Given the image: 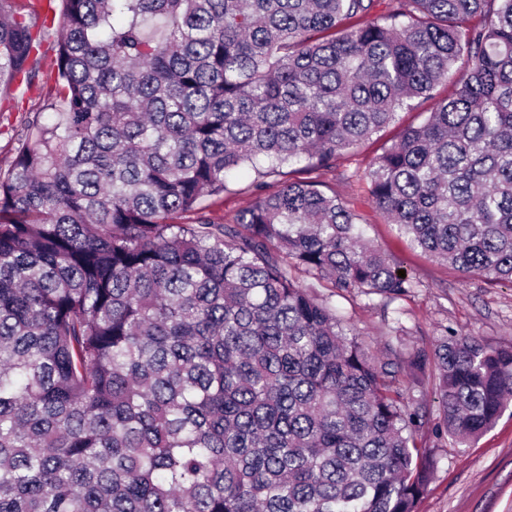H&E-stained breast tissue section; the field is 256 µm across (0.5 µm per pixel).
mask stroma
<instances>
[{"label": "stroma", "mask_w": 512, "mask_h": 512, "mask_svg": "<svg viewBox=\"0 0 512 512\" xmlns=\"http://www.w3.org/2000/svg\"><path fill=\"white\" fill-rule=\"evenodd\" d=\"M52 46V40L43 41L40 68L31 84H0L1 165L11 157L14 128L54 82ZM422 119L421 113L401 112L398 125L343 156L333 168L312 173L327 193L340 197L358 214L366 239L416 283L405 295L367 299L305 274L299 277L302 287L326 300L342 325L359 333L370 353L382 362L405 360L415 348L431 349L439 336H474L493 346L512 345V284L465 276L431 259L412 247L368 201L364 171L369 162L400 127ZM254 178L247 168L232 175L229 192L213 208L214 217L234 223L237 212L253 201L247 187ZM398 382L410 405H421L429 420L418 441L433 459L434 470L419 512H512V411H505L479 438L460 445L433 431L440 410L429 375L403 368Z\"/></svg>", "instance_id": "obj_1"}]
</instances>
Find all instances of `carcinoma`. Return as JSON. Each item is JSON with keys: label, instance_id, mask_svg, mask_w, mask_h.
<instances>
[{"label": "carcinoma", "instance_id": "obj_1", "mask_svg": "<svg viewBox=\"0 0 512 512\" xmlns=\"http://www.w3.org/2000/svg\"><path fill=\"white\" fill-rule=\"evenodd\" d=\"M54 85L0 166V512H419L426 423L294 270L411 291L310 178L423 101L369 201L512 283V0H60ZM43 0H0L30 83ZM259 179L233 224L227 175ZM278 189L267 192L269 181ZM435 431L512 405V346L442 336Z\"/></svg>", "mask_w": 512, "mask_h": 512}]
</instances>
